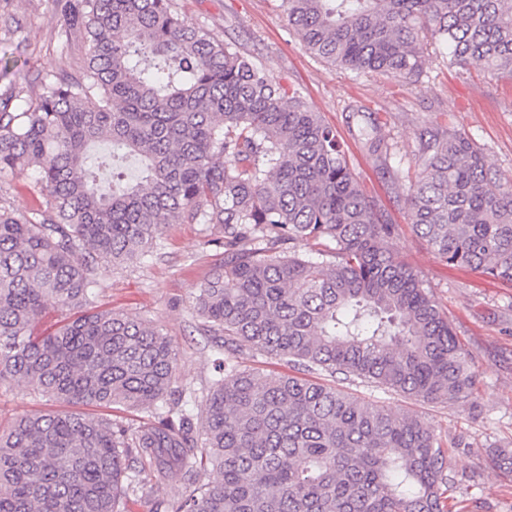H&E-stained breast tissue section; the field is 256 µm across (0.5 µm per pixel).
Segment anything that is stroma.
<instances>
[{
	"label": "stroma",
	"instance_id": "stroma-1",
	"mask_svg": "<svg viewBox=\"0 0 512 512\" xmlns=\"http://www.w3.org/2000/svg\"><path fill=\"white\" fill-rule=\"evenodd\" d=\"M67 0H0V59L13 74L0 72V98L18 106L34 102L48 71H81L87 47L78 32L63 26ZM182 15L219 39L234 40L269 75L297 92L323 121L335 127L349 164L367 195L388 210L400 232L393 248L426 281L447 311L477 373V390L448 406L430 404L343 381L356 396L381 402L393 413L416 416L449 445L448 470L456 497L479 491L485 512H512V475L487 465V452L512 442V286L492 283L466 270H451L409 226L397 194L355 139L353 108L373 112L396 143L394 167L415 168V135L448 124L483 145L490 163L512 178V81L478 70L460 74L432 56L417 86L378 75L357 76L307 53L288 31L276 0H172ZM37 175L27 171L0 178V203L24 210L40 195ZM224 257L207 244L200 224L170 225L160 250L140 262L99 273L100 301L115 310L152 320L178 353L177 382L204 391L217 375L219 354L199 336L192 317L197 286ZM58 403L5 384L0 386V419L19 413H52Z\"/></svg>",
	"mask_w": 512,
	"mask_h": 512
}]
</instances>
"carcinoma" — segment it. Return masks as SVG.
<instances>
[{
  "label": "carcinoma",
  "instance_id": "carcinoma-1",
  "mask_svg": "<svg viewBox=\"0 0 512 512\" xmlns=\"http://www.w3.org/2000/svg\"><path fill=\"white\" fill-rule=\"evenodd\" d=\"M309 53L410 85L429 58L512 78V0H281ZM65 25L88 52L46 74L34 104L0 100V174L33 169L46 203L0 205V385L82 413L0 426V512H125L179 472L218 478L171 512H450L435 429L294 374L265 355L422 402L473 395L476 374L431 288L393 249L399 225L368 199L344 143L233 42L171 0H75ZM368 157L393 144L353 110ZM398 198L450 268L512 285V179L451 126L417 136ZM133 162L137 175L127 176ZM171 224L224 234L197 290V332L224 351L199 397L175 386L177 352L150 320L99 304V270L143 259ZM55 329L37 334L48 308ZM512 474V448L488 450Z\"/></svg>",
  "mask_w": 512,
  "mask_h": 512
}]
</instances>
